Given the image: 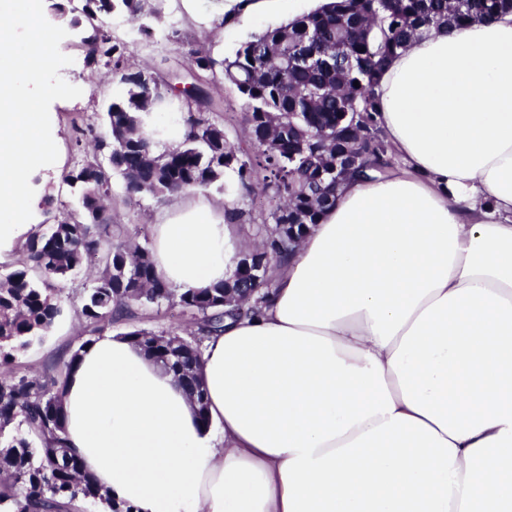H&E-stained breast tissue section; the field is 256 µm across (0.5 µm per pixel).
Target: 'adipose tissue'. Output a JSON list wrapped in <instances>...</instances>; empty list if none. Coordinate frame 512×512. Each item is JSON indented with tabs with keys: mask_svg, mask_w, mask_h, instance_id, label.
Returning a JSON list of instances; mask_svg holds the SVG:
<instances>
[{
	"mask_svg": "<svg viewBox=\"0 0 512 512\" xmlns=\"http://www.w3.org/2000/svg\"><path fill=\"white\" fill-rule=\"evenodd\" d=\"M180 0L204 28L280 0ZM375 120L391 176L348 180L251 317L202 355L210 424L173 374L99 336L65 431L138 512H512V12L414 39ZM233 199L157 217V274L186 290L239 260Z\"/></svg>",
	"mask_w": 512,
	"mask_h": 512,
	"instance_id": "obj_1",
	"label": "adipose tissue"
}]
</instances>
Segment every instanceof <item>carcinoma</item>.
I'll list each match as a JSON object with an SVG mask.
<instances>
[{
    "instance_id": "obj_1",
    "label": "carcinoma",
    "mask_w": 512,
    "mask_h": 512,
    "mask_svg": "<svg viewBox=\"0 0 512 512\" xmlns=\"http://www.w3.org/2000/svg\"><path fill=\"white\" fill-rule=\"evenodd\" d=\"M511 9L512 0H329L252 36L231 58L217 60L193 49L198 82L191 98L182 99L188 112L184 140L157 153L144 135L143 116L163 100L169 82L142 81L146 70L129 67L128 48L114 38L106 19L125 12L146 21L161 18L160 11L148 0H48V12L70 16L84 31L85 65L111 73L126 94L103 113L104 132L94 124L77 128L92 137L93 149L59 178L78 195L77 208L63 209L46 228H32L22 245L23 260L0 268V512H70L78 501L97 500L109 512H135L100 492L64 437L67 375L93 339L38 375H8L17 356L41 343L62 316L57 283L99 261L80 307L94 333L108 330L135 305L166 303L190 315L195 330L186 338L145 329L124 337L164 370L190 381L203 423L208 418L199 364L205 341L224 329V316H249L267 297L264 278L249 304L224 303L226 289L251 278L239 268L203 289L183 291L164 282L147 247L112 241L105 201L112 196L113 177L122 179L129 196L165 200L219 186L231 169L242 190L272 193L279 201L270 214L273 227L256 249L268 274L293 252L289 225L305 234L335 202L341 155L356 159L353 177L371 180L393 166L374 119L375 85L397 50L432 30L461 28ZM217 68L246 103L251 155L238 153L212 118L217 105L208 100L205 85Z\"/></svg>"
}]
</instances>
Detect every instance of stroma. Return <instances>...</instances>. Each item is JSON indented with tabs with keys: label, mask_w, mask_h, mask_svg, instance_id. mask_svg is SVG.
<instances>
[{
	"label": "stroma",
	"mask_w": 512,
	"mask_h": 512,
	"mask_svg": "<svg viewBox=\"0 0 512 512\" xmlns=\"http://www.w3.org/2000/svg\"><path fill=\"white\" fill-rule=\"evenodd\" d=\"M311 6V0H282L277 13L258 14L246 23L218 27L206 35L201 33L194 21L182 13L175 0H161L162 21L155 25L151 36H143L139 23L129 20L121 13L113 14L107 23L113 35L129 46V63L132 67L148 68L154 75L166 80L172 73L190 71V49L206 48L217 59L231 57L243 42L255 34L305 14ZM173 28L180 33V44H172L168 39V33ZM60 50L73 59L72 64L62 68L60 74L68 83L80 86L82 94L76 99L54 101L50 106L54 114L53 139L59 149V158L57 165L38 173V184L42 187L48 182L58 180L63 170L72 168L80 160L82 153L75 145L74 125L93 122L110 100L124 93L123 85L113 80L110 74L85 67L79 30L69 29L67 37L60 44ZM210 93L221 105V110L215 113L214 119L223 125L227 139L239 150L251 151L252 145L243 132L245 107L236 90L225 83L222 76L217 75L211 80ZM207 195L211 198L236 196L239 208L245 213L237 225V233L244 245L257 242L258 226L269 219V195L246 194L239 189L235 173L229 170L224 173L222 188L208 189ZM111 207L114 240L152 246L154 216L163 210V203L152 199H128L121 179L116 178L112 181ZM88 282L87 274L83 273L65 283L62 316L41 344L20 355L18 373H40L53 359L76 349L83 340L89 338L90 329L82 322L79 314L80 294ZM188 327L187 316L175 310L152 306L137 308L132 319L113 322L112 331L121 334L133 329H146L182 336Z\"/></svg>",
	"instance_id": "stroma-1"
}]
</instances>
